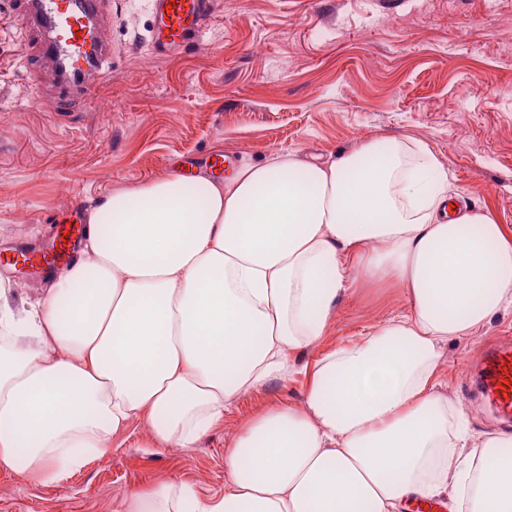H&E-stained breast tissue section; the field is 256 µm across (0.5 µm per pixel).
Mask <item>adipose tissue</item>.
Returning a JSON list of instances; mask_svg holds the SVG:
<instances>
[{
    "label": "adipose tissue",
    "instance_id": "1",
    "mask_svg": "<svg viewBox=\"0 0 512 512\" xmlns=\"http://www.w3.org/2000/svg\"><path fill=\"white\" fill-rule=\"evenodd\" d=\"M453 199L425 145L375 137L326 165L280 152L106 194L25 322L0 306V465L58 477L136 422L192 447L287 380L365 277L409 311L308 366L302 405L243 425L223 498L170 482L128 512H512V435L468 447L438 390L448 341L512 308V234Z\"/></svg>",
    "mask_w": 512,
    "mask_h": 512
}]
</instances>
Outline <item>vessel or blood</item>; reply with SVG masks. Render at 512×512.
Returning <instances> with one entry per match:
<instances>
[{"instance_id": "obj_1", "label": "vessel or blood", "mask_w": 512, "mask_h": 512, "mask_svg": "<svg viewBox=\"0 0 512 512\" xmlns=\"http://www.w3.org/2000/svg\"><path fill=\"white\" fill-rule=\"evenodd\" d=\"M104 0H15V18L36 38L34 68L50 70L61 110L94 99L107 75L112 47L103 31ZM155 18L154 52L163 54L189 42L198 33L212 0H149ZM79 211L58 221L56 254L74 260ZM481 401L501 416L512 418V343L490 348L477 367Z\"/></svg>"}]
</instances>
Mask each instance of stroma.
I'll use <instances>...</instances> for the list:
<instances>
[{
	"mask_svg": "<svg viewBox=\"0 0 512 512\" xmlns=\"http://www.w3.org/2000/svg\"><path fill=\"white\" fill-rule=\"evenodd\" d=\"M0 0V256L41 253L55 213L89 210L112 189L181 168L200 170L294 152L338 158L366 137L415 139L448 173L462 203L512 229V0H215L202 35L159 56L147 0H107L112 72L94 102L59 112L34 91L26 34ZM10 308L23 314L51 284L15 266ZM400 288L362 281L296 366L404 311ZM512 335V310L449 341L441 391L474 439L512 433L478 399L470 364ZM300 371L239 398L190 448L146 447L133 424L79 471L51 481L0 468V512H127L137 491L164 482L223 495L227 443L256 413L301 404Z\"/></svg>",
	"mask_w": 512,
	"mask_h": 512,
	"instance_id": "35a3bbf8",
	"label": "stroma"
}]
</instances>
